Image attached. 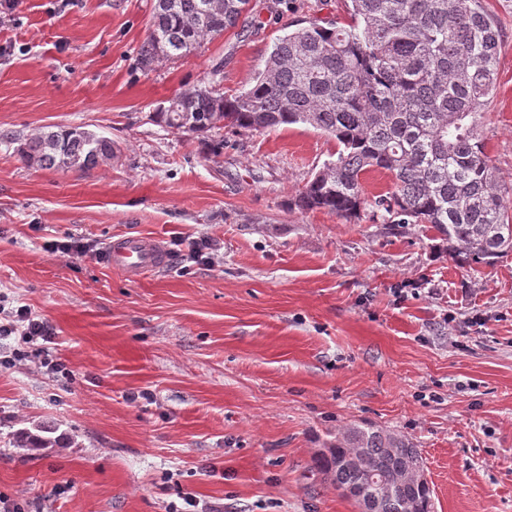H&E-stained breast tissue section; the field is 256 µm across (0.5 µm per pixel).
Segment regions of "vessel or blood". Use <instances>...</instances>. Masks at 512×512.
I'll return each instance as SVG.
<instances>
[{
  "instance_id": "obj_1",
  "label": "vessel or blood",
  "mask_w": 512,
  "mask_h": 512,
  "mask_svg": "<svg viewBox=\"0 0 512 512\" xmlns=\"http://www.w3.org/2000/svg\"><path fill=\"white\" fill-rule=\"evenodd\" d=\"M102 258L105 264L133 280L160 271L167 265V256L159 240L143 235L122 236L111 240Z\"/></svg>"
}]
</instances>
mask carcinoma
Returning <instances> with one entry per match:
<instances>
[{
	"instance_id": "carcinoma-1",
	"label": "carcinoma",
	"mask_w": 512,
	"mask_h": 512,
	"mask_svg": "<svg viewBox=\"0 0 512 512\" xmlns=\"http://www.w3.org/2000/svg\"><path fill=\"white\" fill-rule=\"evenodd\" d=\"M249 0H155L140 65L187 60L204 38L238 25ZM501 30L481 0H348L342 22L317 21L277 39L249 88H188L150 114L158 125L204 135L221 122L255 132L304 124L336 139L298 200L303 209L355 217L366 205L363 176L381 170L389 191L374 200L393 228L428 224L449 254L490 263L512 254V218L496 186L479 130L493 97ZM112 139L82 127L46 126L25 140L30 166L90 170L112 160ZM40 425L13 434L19 448H55L64 438ZM365 463L394 486L385 512L413 499L431 512L426 485L399 481L422 462L415 443L392 430L356 423L330 434L315 464L340 488L363 484L343 461Z\"/></svg>"
}]
</instances>
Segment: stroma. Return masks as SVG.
Segmentation results:
<instances>
[{
  "label": "stroma",
  "mask_w": 512,
  "mask_h": 512,
  "mask_svg": "<svg viewBox=\"0 0 512 512\" xmlns=\"http://www.w3.org/2000/svg\"><path fill=\"white\" fill-rule=\"evenodd\" d=\"M153 0H16L0 17V307L55 329L64 370L0 367V495L31 512H356L315 466L329 432L368 422L416 444L433 512H512V256L453 259L425 224L393 230L298 199L336 157L304 124L221 127L224 152L149 115L176 93L247 89L276 38L341 21L345 0H251L253 22L187 60L139 64ZM480 132L512 197V0ZM49 125L119 151L91 170L20 157ZM78 234L84 255L51 252ZM118 235L158 238L163 271L101 262ZM215 264L173 254L202 237ZM48 423L63 447H16Z\"/></svg>",
  "instance_id": "1"
}]
</instances>
